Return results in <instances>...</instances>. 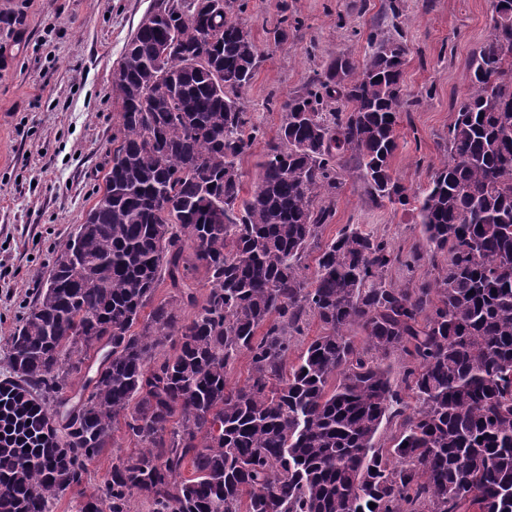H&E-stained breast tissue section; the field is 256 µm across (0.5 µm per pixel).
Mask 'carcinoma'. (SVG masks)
Returning a JSON list of instances; mask_svg holds the SVG:
<instances>
[{
	"label": "carcinoma",
	"mask_w": 512,
	"mask_h": 512,
	"mask_svg": "<svg viewBox=\"0 0 512 512\" xmlns=\"http://www.w3.org/2000/svg\"><path fill=\"white\" fill-rule=\"evenodd\" d=\"M192 2L154 0L127 42L99 199L11 337L0 512H50L120 422L133 450L104 476L109 512L135 497L151 512H512V0H496L426 188L393 174L407 48L375 30L366 62L338 54L273 102L246 193L238 160L264 133L244 93L264 55L242 35L245 0ZM349 163L372 203L413 206L421 252L354 224L321 240L332 209L315 200ZM425 261L432 277L387 282ZM309 316L321 333L290 364ZM242 355L248 382L230 388Z\"/></svg>",
	"instance_id": "carcinoma-1"
}]
</instances>
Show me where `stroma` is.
<instances>
[{
  "mask_svg": "<svg viewBox=\"0 0 512 512\" xmlns=\"http://www.w3.org/2000/svg\"><path fill=\"white\" fill-rule=\"evenodd\" d=\"M153 0H0V373L23 306L58 248L83 223L107 170L119 107L113 74L125 45ZM247 0L242 19L266 55L244 99L267 137L280 114L269 98L301 89L338 54L366 61L373 27L399 28L409 52L404 82L409 108L401 117L394 175L407 187L428 184L444 157L448 125L468 95L472 60L487 41L493 0ZM288 22V40L272 30ZM330 239L360 224L403 253L423 239L409 207H374L356 173L344 170ZM115 433L91 467L90 480L68 489L52 512H77L96 489L113 454L126 451Z\"/></svg>",
  "mask_w": 512,
  "mask_h": 512,
  "instance_id": "stroma-1",
  "label": "stroma"
}]
</instances>
